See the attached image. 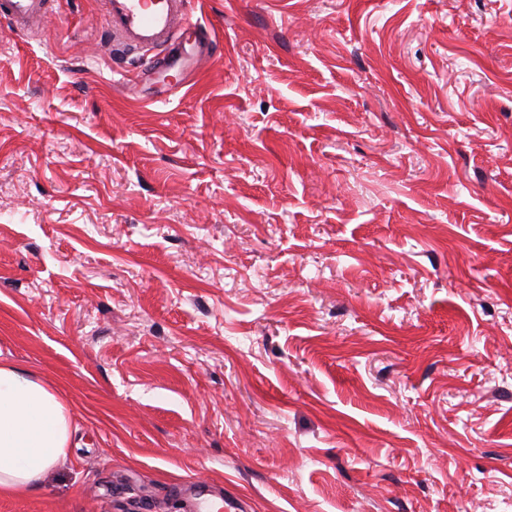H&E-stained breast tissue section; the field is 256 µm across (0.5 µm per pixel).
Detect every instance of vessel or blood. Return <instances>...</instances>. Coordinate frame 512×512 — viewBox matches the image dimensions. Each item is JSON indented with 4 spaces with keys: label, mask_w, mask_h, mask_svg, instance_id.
Masks as SVG:
<instances>
[{
    "label": "vessel or blood",
    "mask_w": 512,
    "mask_h": 512,
    "mask_svg": "<svg viewBox=\"0 0 512 512\" xmlns=\"http://www.w3.org/2000/svg\"><path fill=\"white\" fill-rule=\"evenodd\" d=\"M44 15V0H0V20L13 32H28ZM103 24L113 46L147 52V67L162 75L181 79L210 59L207 36L188 18V0H107ZM183 487L194 493L193 512H224L223 494L207 482L192 479Z\"/></svg>",
    "instance_id": "vessel-or-blood-1"
}]
</instances>
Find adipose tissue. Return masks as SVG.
<instances>
[{
  "label": "adipose tissue",
  "mask_w": 512,
  "mask_h": 512,
  "mask_svg": "<svg viewBox=\"0 0 512 512\" xmlns=\"http://www.w3.org/2000/svg\"><path fill=\"white\" fill-rule=\"evenodd\" d=\"M79 427L61 393L33 373L0 364V493L36 486L66 458Z\"/></svg>",
  "instance_id": "ef3b65f1"
}]
</instances>
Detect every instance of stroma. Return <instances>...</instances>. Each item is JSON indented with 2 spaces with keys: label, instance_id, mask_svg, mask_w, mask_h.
Wrapping results in <instances>:
<instances>
[{
  "label": "stroma",
  "instance_id": "stroma-1",
  "mask_svg": "<svg viewBox=\"0 0 512 512\" xmlns=\"http://www.w3.org/2000/svg\"><path fill=\"white\" fill-rule=\"evenodd\" d=\"M100 0L0 23V362L78 446L0 512H512V0ZM188 0H108L103 16L109 41L121 51L150 53L145 64L151 70L181 81L201 70L210 60V41L203 28L188 20ZM192 31L189 49L182 39ZM179 488L194 491L195 502L192 511L224 512V493L214 494L207 482L192 479L181 483Z\"/></svg>",
  "mask_w": 512,
  "mask_h": 512
}]
</instances>
